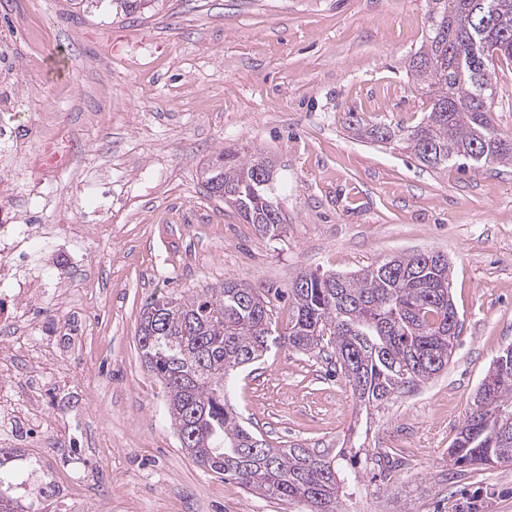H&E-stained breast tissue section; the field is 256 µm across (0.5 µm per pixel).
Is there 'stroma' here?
I'll return each instance as SVG.
<instances>
[{
    "mask_svg": "<svg viewBox=\"0 0 512 512\" xmlns=\"http://www.w3.org/2000/svg\"><path fill=\"white\" fill-rule=\"evenodd\" d=\"M426 0H165L132 17L86 12L71 0H0V29L42 91L19 121L57 113L80 145L69 172L45 186L67 220L47 251L73 250L71 278L94 287L55 318L32 310L34 334L69 368L30 379L17 356L19 404L56 422L26 447L62 494L44 512H298L199 468L181 449L167 389L137 346L146 305L233 278L286 290L298 272L354 273L417 250L451 266L463 328L447 370L377 413L355 443L388 454L381 475L357 465L350 512H387L400 490L409 512H512V465L456 472L448 461L490 365L512 345V165L433 169L396 144L358 138L365 126H412L422 100L408 72L426 39ZM44 43L29 59L33 32ZM494 125L512 134V61L499 62ZM262 152L277 172L286 215L260 234L211 197L203 168L224 147ZM124 195L131 218L94 229L85 195ZM226 400L279 448H339L356 421L329 355L272 344L236 372ZM83 478L71 492L69 478Z\"/></svg>",
    "mask_w": 512,
    "mask_h": 512,
    "instance_id": "obj_1",
    "label": "stroma"
}]
</instances>
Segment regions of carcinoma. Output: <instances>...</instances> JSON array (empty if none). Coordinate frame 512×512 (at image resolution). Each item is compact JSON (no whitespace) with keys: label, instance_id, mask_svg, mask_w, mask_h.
<instances>
[{"label":"carcinoma","instance_id":"1","mask_svg":"<svg viewBox=\"0 0 512 512\" xmlns=\"http://www.w3.org/2000/svg\"><path fill=\"white\" fill-rule=\"evenodd\" d=\"M109 2L122 16L161 0H74L83 10ZM427 38L408 67L421 90L424 116L415 126L364 129L373 142L400 143L430 168L465 159L476 167L512 163V137L496 130L493 87L470 56V40L496 60H512V0H428ZM272 164L255 151L242 159L224 150L203 170L214 197L236 206L261 233L276 236L284 215L269 183ZM450 264L437 252L383 259L354 274L302 271L291 281L288 325L276 334L270 301L242 282L146 305L137 330L147 369L168 389V415L181 448L204 470L229 477L251 494L303 512H346L358 454L341 448H277L243 424L226 401L224 379L262 359L276 341L311 357L332 349L358 413L365 419L448 368L460 332L449 293ZM24 454L0 448V512H40L59 493L45 481L34 496L17 492ZM453 466L512 464V347L478 387L457 438Z\"/></svg>","mask_w":512,"mask_h":512}]
</instances>
